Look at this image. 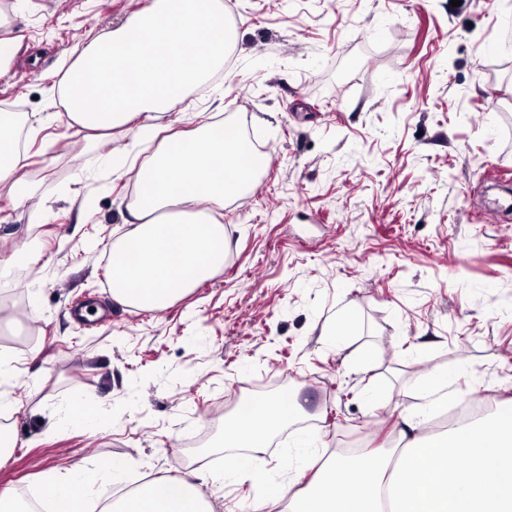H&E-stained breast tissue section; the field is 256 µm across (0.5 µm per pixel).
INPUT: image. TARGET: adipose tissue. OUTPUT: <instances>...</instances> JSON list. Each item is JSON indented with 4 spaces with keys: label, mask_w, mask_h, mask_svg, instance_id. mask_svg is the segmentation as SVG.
<instances>
[{
    "label": "adipose tissue",
    "mask_w": 512,
    "mask_h": 512,
    "mask_svg": "<svg viewBox=\"0 0 512 512\" xmlns=\"http://www.w3.org/2000/svg\"><path fill=\"white\" fill-rule=\"evenodd\" d=\"M235 32L225 30L220 0H153L151 7L86 45L59 85L67 115L96 137L157 118L223 68ZM261 162L215 124L180 132L138 169L139 193L127 208L137 257L112 248V297L159 311L221 267L231 243L216 217L252 184ZM449 376H429L421 402L402 417L405 448L310 457L281 483L291 512H512V407L480 422L428 433L431 406ZM299 397L253 398L224 427V445L264 447L280 425L300 417ZM197 481L148 485L106 502L103 512H212Z\"/></svg>",
    "instance_id": "obj_1"
}]
</instances>
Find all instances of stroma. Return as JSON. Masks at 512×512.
I'll return each instance as SVG.
<instances>
[{
	"label": "stroma",
	"mask_w": 512,
	"mask_h": 512,
	"mask_svg": "<svg viewBox=\"0 0 512 512\" xmlns=\"http://www.w3.org/2000/svg\"><path fill=\"white\" fill-rule=\"evenodd\" d=\"M151 2L0 0L21 44L0 45V105L20 109L28 186L17 201L0 182V305L24 310L0 321L16 369L0 380V493L80 472L100 474V499L138 475L191 479L185 438L271 385L335 451L401 447L399 413L430 374L456 373L447 413L512 401V0H226L238 38L223 71L163 117L87 139L58 82ZM218 118L266 157L219 214L228 262L166 309L114 302L103 243L129 230V164ZM87 404L92 420L70 417ZM295 437L254 450L268 483L204 485L215 512L273 500Z\"/></svg>",
	"instance_id": "35a3bbf8"
}]
</instances>
